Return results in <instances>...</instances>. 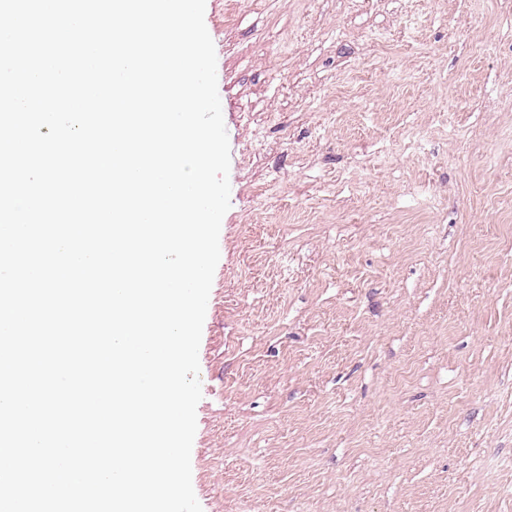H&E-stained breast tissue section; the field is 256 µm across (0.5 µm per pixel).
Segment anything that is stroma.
Wrapping results in <instances>:
<instances>
[{
	"instance_id": "obj_1",
	"label": "stroma",
	"mask_w": 512,
	"mask_h": 512,
	"mask_svg": "<svg viewBox=\"0 0 512 512\" xmlns=\"http://www.w3.org/2000/svg\"><path fill=\"white\" fill-rule=\"evenodd\" d=\"M232 152L203 512H512V0H206Z\"/></svg>"
}]
</instances>
